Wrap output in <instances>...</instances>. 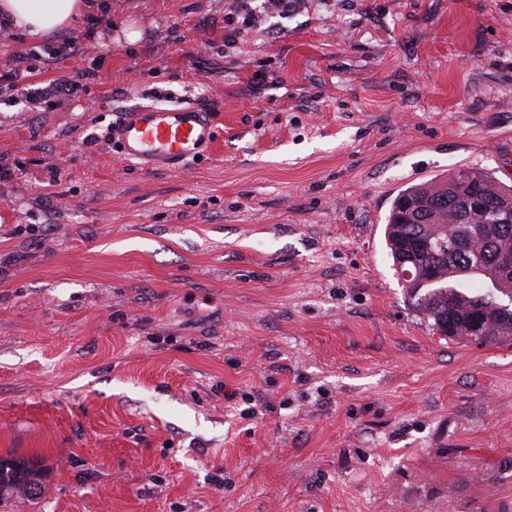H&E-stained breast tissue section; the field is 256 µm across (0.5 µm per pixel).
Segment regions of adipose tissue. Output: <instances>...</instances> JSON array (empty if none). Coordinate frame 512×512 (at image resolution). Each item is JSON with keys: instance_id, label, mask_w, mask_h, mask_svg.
Listing matches in <instances>:
<instances>
[{"instance_id": "obj_1", "label": "adipose tissue", "mask_w": 512, "mask_h": 512, "mask_svg": "<svg viewBox=\"0 0 512 512\" xmlns=\"http://www.w3.org/2000/svg\"><path fill=\"white\" fill-rule=\"evenodd\" d=\"M87 11L84 0H0V23L39 37L73 26Z\"/></svg>"}]
</instances>
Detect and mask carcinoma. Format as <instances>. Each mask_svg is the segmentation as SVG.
<instances>
[{
    "instance_id": "obj_1",
    "label": "carcinoma",
    "mask_w": 512,
    "mask_h": 512,
    "mask_svg": "<svg viewBox=\"0 0 512 512\" xmlns=\"http://www.w3.org/2000/svg\"><path fill=\"white\" fill-rule=\"evenodd\" d=\"M512 186H504L493 173L461 167L444 179H432L403 189L394 199L386 226L387 246L406 294L418 310L433 320L436 330L453 339L470 338L474 311L497 302V295H512V277L497 273L492 252L512 243V224L495 223V215L471 210V198L490 203ZM479 277L491 285L485 293L472 291ZM512 335V309L495 312L482 341ZM44 474L34 461L9 455L0 457V502L36 501L45 491Z\"/></svg>"
}]
</instances>
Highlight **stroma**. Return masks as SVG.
<instances>
[{
    "instance_id": "35a3bbf8",
    "label": "stroma",
    "mask_w": 512,
    "mask_h": 512,
    "mask_svg": "<svg viewBox=\"0 0 512 512\" xmlns=\"http://www.w3.org/2000/svg\"><path fill=\"white\" fill-rule=\"evenodd\" d=\"M95 2L25 80L74 94L0 97V456L46 484L0 512H512V337L440 335L384 237L407 186L512 185V0ZM179 102L213 150L124 161ZM113 122L112 142L145 172L176 171L215 142L211 116L195 104L135 105Z\"/></svg>"
}]
</instances>
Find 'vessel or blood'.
Wrapping results in <instances>:
<instances>
[{
    "label": "vessel or blood",
    "mask_w": 512,
    "mask_h": 512,
    "mask_svg": "<svg viewBox=\"0 0 512 512\" xmlns=\"http://www.w3.org/2000/svg\"><path fill=\"white\" fill-rule=\"evenodd\" d=\"M112 140L144 171H176L215 142L209 112L194 104L135 105L113 122Z\"/></svg>",
    "instance_id": "b4317fda"
}]
</instances>
